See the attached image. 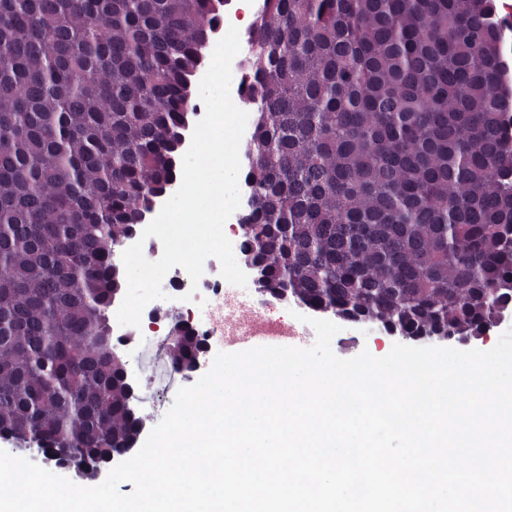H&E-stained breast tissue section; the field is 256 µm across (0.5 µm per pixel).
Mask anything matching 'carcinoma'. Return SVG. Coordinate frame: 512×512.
<instances>
[{"instance_id": "cac0c4a2", "label": "carcinoma", "mask_w": 512, "mask_h": 512, "mask_svg": "<svg viewBox=\"0 0 512 512\" xmlns=\"http://www.w3.org/2000/svg\"><path fill=\"white\" fill-rule=\"evenodd\" d=\"M225 0H0V439L88 482L143 423L112 251L173 179ZM243 261L413 340L512 315V80L496 0H265ZM166 352L194 371L184 326Z\"/></svg>"}]
</instances>
